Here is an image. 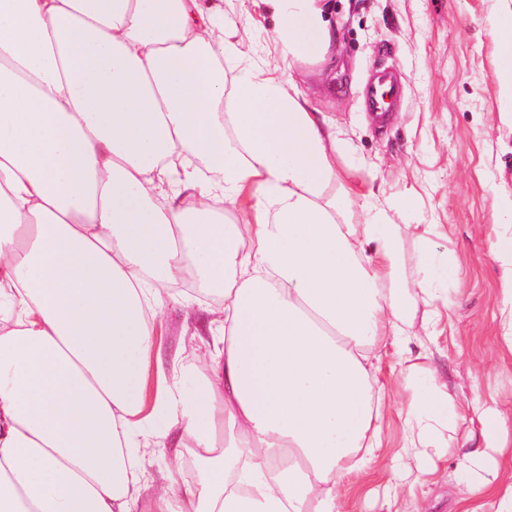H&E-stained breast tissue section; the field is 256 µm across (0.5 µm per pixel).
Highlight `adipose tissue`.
Segmentation results:
<instances>
[{
    "label": "adipose tissue",
    "mask_w": 512,
    "mask_h": 512,
    "mask_svg": "<svg viewBox=\"0 0 512 512\" xmlns=\"http://www.w3.org/2000/svg\"><path fill=\"white\" fill-rule=\"evenodd\" d=\"M222 2L0 0V512H340L381 445L372 347L412 363L449 270L408 276L387 211L333 192L336 132L292 74L335 43L323 0H242L277 20L272 62ZM491 26L512 104V0ZM494 255L512 353V234ZM189 269L224 333L190 393L156 348ZM400 399L427 471L448 387ZM148 445L198 479L147 494Z\"/></svg>",
    "instance_id": "obj_1"
}]
</instances>
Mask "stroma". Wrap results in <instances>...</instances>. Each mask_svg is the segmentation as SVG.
Returning <instances> with one entry per match:
<instances>
[{"instance_id": "stroma-1", "label": "stroma", "mask_w": 512, "mask_h": 512, "mask_svg": "<svg viewBox=\"0 0 512 512\" xmlns=\"http://www.w3.org/2000/svg\"><path fill=\"white\" fill-rule=\"evenodd\" d=\"M500 0H328L336 43L325 61L296 65L294 77L336 127V160L343 182L373 193L402 229L408 272L424 256L455 268L436 284L432 332L422 337L418 378L436 374L448 385V405L497 408L505 449L484 463L489 484L512 467V353L497 341L502 321L501 269L495 240L502 224L497 201L512 196V114L504 112L495 80L496 44L490 24ZM268 14L244 20L240 0H224V32L269 44ZM389 66L404 80V103L378 127L364 109L362 88L376 68ZM430 232H423V225ZM168 304L161 313L162 356L177 360L185 389L198 375L193 348L209 318L204 309ZM383 446L367 471L349 477L340 512H458L470 485L463 464L484 446L479 425L456 423L448 454L435 470L413 480L395 469H414L401 453L396 409L380 420ZM398 464H390L393 453Z\"/></svg>"}]
</instances>
